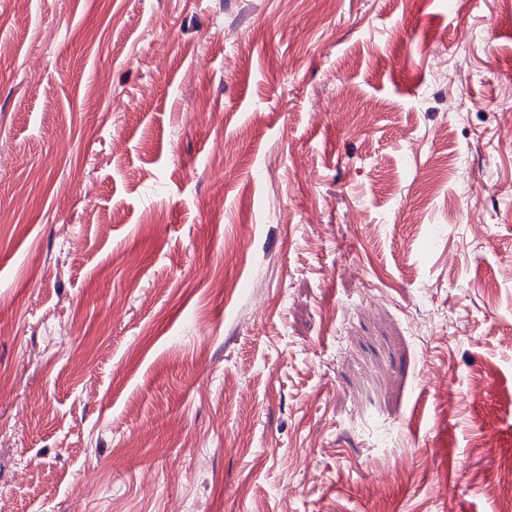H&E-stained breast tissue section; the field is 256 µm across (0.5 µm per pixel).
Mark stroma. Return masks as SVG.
Returning <instances> with one entry per match:
<instances>
[{
    "label": "stroma",
    "mask_w": 512,
    "mask_h": 512,
    "mask_svg": "<svg viewBox=\"0 0 512 512\" xmlns=\"http://www.w3.org/2000/svg\"><path fill=\"white\" fill-rule=\"evenodd\" d=\"M0 376L10 512H512V5L0 0Z\"/></svg>",
    "instance_id": "35a3bbf8"
}]
</instances>
